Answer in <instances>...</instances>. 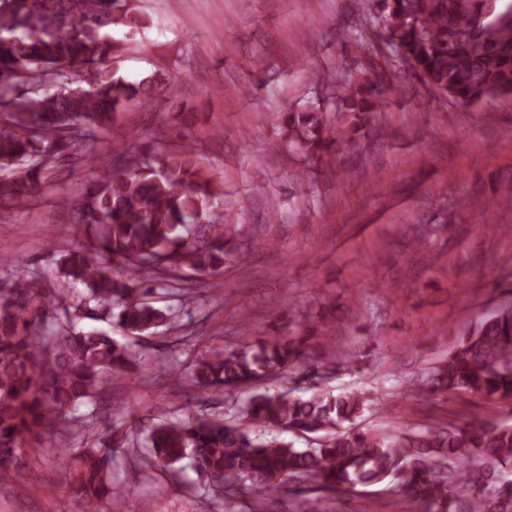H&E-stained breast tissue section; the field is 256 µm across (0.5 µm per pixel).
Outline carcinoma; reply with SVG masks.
I'll list each match as a JSON object with an SVG mask.
<instances>
[{"label": "carcinoma", "instance_id": "obj_1", "mask_svg": "<svg viewBox=\"0 0 512 512\" xmlns=\"http://www.w3.org/2000/svg\"><path fill=\"white\" fill-rule=\"evenodd\" d=\"M484 0H377L383 35L400 63L456 100L487 104L512 92V26L489 38L476 22ZM148 19L135 0H0V211L26 205L57 164L84 158L91 176L76 205L82 234L60 259L62 284L41 292L18 261L0 256L13 274L0 288V479L23 480L21 457L53 438L69 472L73 512H104L124 491L112 481V445L74 415L91 405L102 379L135 384L141 352L177 344L182 324L158 299L174 289L190 298L191 281L223 285L224 262L241 261L240 225L224 217V184L203 169L194 141L150 151L136 141L112 153L88 151L113 116L128 106L156 107L169 88L158 69L137 83L118 75L129 41ZM122 30L124 37L112 32ZM391 83L375 76L347 86L341 125L313 108L282 113L284 136L307 156L340 153L361 131ZM124 335L80 331L99 314ZM288 321L258 345L201 349L165 376L193 391L224 395L232 413L183 421L163 416L146 438L143 465L165 471L192 461L224 512H261L270 493L301 484L293 512H320L324 502L386 479L403 500L426 512H512V423L482 419L420 430L372 432L357 427L368 397L333 396L320 388L334 362L308 353ZM444 396L512 400V304L479 316L448 359L430 373ZM72 422L57 430V419ZM316 435L298 448L280 439Z\"/></svg>", "mask_w": 512, "mask_h": 512}]
</instances>
